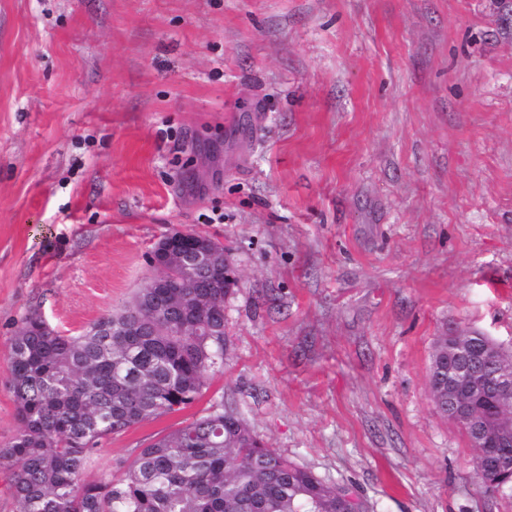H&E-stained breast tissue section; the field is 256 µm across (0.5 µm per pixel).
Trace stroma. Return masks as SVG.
<instances>
[{
    "label": "stroma",
    "mask_w": 512,
    "mask_h": 512,
    "mask_svg": "<svg viewBox=\"0 0 512 512\" xmlns=\"http://www.w3.org/2000/svg\"><path fill=\"white\" fill-rule=\"evenodd\" d=\"M173 230L237 279L224 364L88 478L216 402L368 512H512L427 386L446 332L512 349V0H0V446L25 319L119 311Z\"/></svg>",
    "instance_id": "stroma-1"
}]
</instances>
